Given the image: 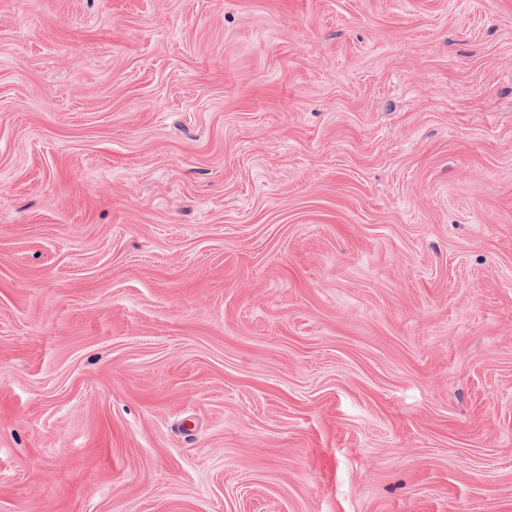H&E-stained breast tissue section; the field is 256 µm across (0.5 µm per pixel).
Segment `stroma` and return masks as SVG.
I'll return each mask as SVG.
<instances>
[{
	"mask_svg": "<svg viewBox=\"0 0 512 512\" xmlns=\"http://www.w3.org/2000/svg\"><path fill=\"white\" fill-rule=\"evenodd\" d=\"M0 512H512V0H0Z\"/></svg>",
	"mask_w": 512,
	"mask_h": 512,
	"instance_id": "35a3bbf8",
	"label": "stroma"
}]
</instances>
